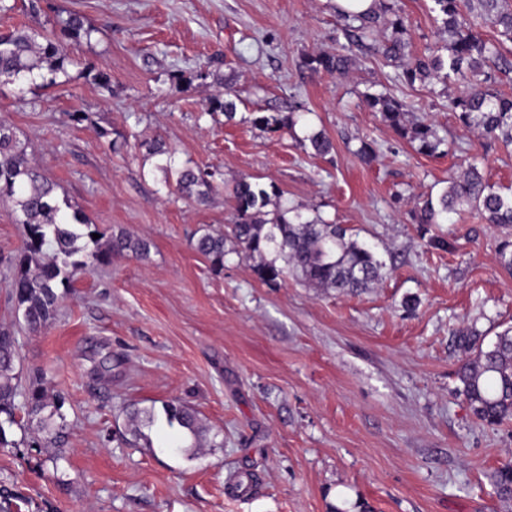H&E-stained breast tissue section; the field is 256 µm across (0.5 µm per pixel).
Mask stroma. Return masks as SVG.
Masks as SVG:
<instances>
[{"label":"stroma","mask_w":512,"mask_h":512,"mask_svg":"<svg viewBox=\"0 0 512 512\" xmlns=\"http://www.w3.org/2000/svg\"><path fill=\"white\" fill-rule=\"evenodd\" d=\"M48 2L38 15L0 13V33H49L70 13L95 31L72 46L68 81L0 84V121L24 133L59 196L105 234L148 240L150 252L79 278L52 324L19 332L17 368L43 374L70 427L55 466L27 442L0 448V499L20 512H512L492 480L512 465V423L477 422L456 393L459 331L491 342L512 326V274L496 262L512 225L452 213L421 226L409 216L470 157L512 189V155L449 110L456 83H395L396 67L358 50L348 78L310 74L304 56L344 41L335 0ZM429 5L398 0L415 53L442 39ZM85 63L110 74V91ZM228 86L240 98L230 123L209 109ZM385 87L410 104L408 121L453 139L447 155L418 153L362 101ZM292 99L332 140L330 154L247 123ZM75 112L87 121L74 123ZM111 135L128 149L110 152ZM158 136L177 165L221 173L207 203L165 184L141 147ZM364 140L376 148L367 163L356 154ZM242 177L275 182L284 205L351 229L385 260L386 277L355 295L292 278L268 285L235 254L214 273L195 243L231 222L229 192ZM21 238L0 191V327L13 321L3 278ZM107 354L112 372L96 377L93 362ZM174 399L223 447L189 455L180 429L162 421L129 443L125 406Z\"/></svg>","instance_id":"1"}]
</instances>
